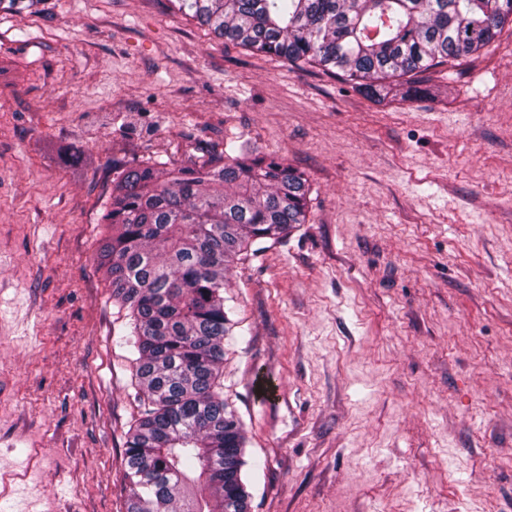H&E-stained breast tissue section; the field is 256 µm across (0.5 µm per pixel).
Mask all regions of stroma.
Here are the masks:
<instances>
[{
	"label": "stroma",
	"instance_id": "1",
	"mask_svg": "<svg viewBox=\"0 0 512 512\" xmlns=\"http://www.w3.org/2000/svg\"><path fill=\"white\" fill-rule=\"evenodd\" d=\"M422 81L377 105L169 0L0 10V512H123L141 402L100 216L127 168L244 144L312 188L224 292L250 512H512V33Z\"/></svg>",
	"mask_w": 512,
	"mask_h": 512
}]
</instances>
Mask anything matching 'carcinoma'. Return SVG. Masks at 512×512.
<instances>
[{"label": "carcinoma", "instance_id": "carcinoma-1", "mask_svg": "<svg viewBox=\"0 0 512 512\" xmlns=\"http://www.w3.org/2000/svg\"><path fill=\"white\" fill-rule=\"evenodd\" d=\"M255 53L339 71L383 101L392 78L481 53L512 0H170ZM305 175L247 147L194 168L144 163L112 186L101 266L126 310L148 408L124 448V512H249L243 423L224 400L226 273L307 221Z\"/></svg>", "mask_w": 512, "mask_h": 512}]
</instances>
